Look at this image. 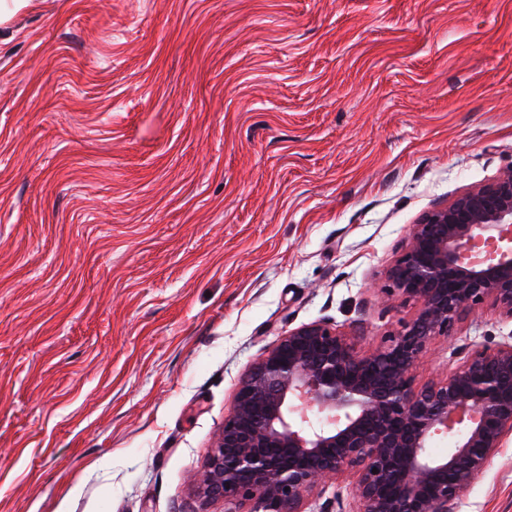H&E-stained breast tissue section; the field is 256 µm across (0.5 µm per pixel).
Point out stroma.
<instances>
[{"label": "stroma", "mask_w": 512, "mask_h": 512, "mask_svg": "<svg viewBox=\"0 0 512 512\" xmlns=\"http://www.w3.org/2000/svg\"><path fill=\"white\" fill-rule=\"evenodd\" d=\"M512 165V0H30L0 23V512H184L238 383L379 346L411 224ZM493 306L415 385L499 342ZM460 512H512V440Z\"/></svg>", "instance_id": "obj_1"}]
</instances>
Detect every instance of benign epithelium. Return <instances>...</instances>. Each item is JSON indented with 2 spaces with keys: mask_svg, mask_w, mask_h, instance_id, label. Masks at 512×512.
Masks as SVG:
<instances>
[{
  "mask_svg": "<svg viewBox=\"0 0 512 512\" xmlns=\"http://www.w3.org/2000/svg\"><path fill=\"white\" fill-rule=\"evenodd\" d=\"M512 165L410 226L387 271L415 317L366 352L326 321L288 330L242 377L191 484L224 512H459L462 493L512 437V336L460 347L462 361L419 388L438 336L490 302L512 319ZM448 438L442 454L433 443Z\"/></svg>",
  "mask_w": 512,
  "mask_h": 512,
  "instance_id": "obj_1",
  "label": "benign epithelium"
}]
</instances>
